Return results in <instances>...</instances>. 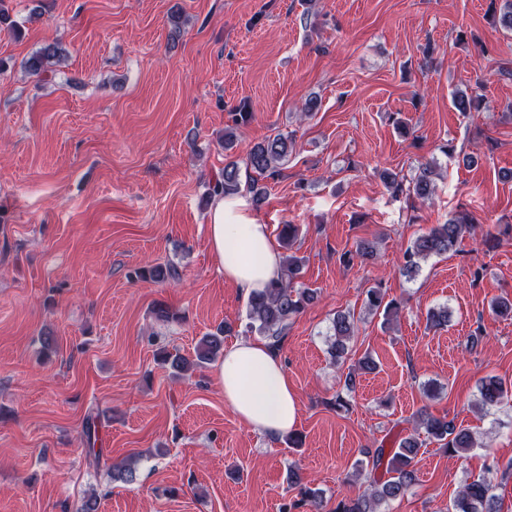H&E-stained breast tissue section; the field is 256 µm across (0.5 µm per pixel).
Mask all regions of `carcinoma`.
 Returning <instances> with one entry per match:
<instances>
[{"instance_id": "carcinoma-1", "label": "carcinoma", "mask_w": 512, "mask_h": 512, "mask_svg": "<svg viewBox=\"0 0 512 512\" xmlns=\"http://www.w3.org/2000/svg\"><path fill=\"white\" fill-rule=\"evenodd\" d=\"M497 0H490L489 13L501 27L512 30V0H502L503 8H496ZM62 49L54 42L44 44L26 62L27 73L42 76L58 61ZM454 106L460 112H469L489 108L488 102L480 95L467 96L460 93L454 98ZM252 119L248 106L240 105L230 113L229 124L224 129V147L232 145L236 130L247 125ZM295 139L291 135L278 134L253 144L246 157V170L251 172L247 190L252 193L255 204L265 199L264 189L259 187L258 178H275L282 166L293 152ZM436 167L433 163L419 165L415 177L409 182L396 175L384 172L382 179L388 191L395 196L425 200L434 192ZM242 184L238 161L229 160L224 164V171L209 185L208 195L233 196L240 193ZM482 231V225L469 212L452 216L444 224H438L428 232L417 237L403 253V269L409 276L416 275L421 262L431 256H440L456 249L459 242L467 236H474ZM303 266V259L288 254L282 257V275L263 291L249 299L248 328L270 340L271 347L280 348L282 334L288 328L290 320L301 313L307 306L318 299L315 289L298 282ZM136 278L142 281L164 283L180 278L177 266L173 264H156L140 267L135 271ZM366 307L372 314L382 313L384 322H389L401 310L395 300H385V294L379 288L367 290ZM357 325L354 316L339 312L332 322V333L328 343L331 355L339 360L348 351L354 338ZM222 326L215 333L203 336L196 347V360H190L179 354L166 350L158 353V359L168 364L175 371L185 373L199 363L211 361L224 352V333ZM376 367L374 359L367 355L359 362V369H352L345 375L344 388L352 393L356 388L358 371L369 372ZM481 407L492 409L508 397V388L494 377L483 378L478 385ZM424 430L428 438L442 443L449 454L459 455L475 446V439L466 429L458 426L455 419L446 416L437 417L420 411L413 426V433L401 438L391 456H386L384 446L366 449L367 461H358L355 473L366 475V487L354 498L340 500L334 512H378L379 507L389 501L405 497L417 480L418 455L424 442L419 430ZM288 483L299 488V498L282 506V512H296L301 508L308 512H320L321 492L302 485L299 470L288 466ZM448 512H500L496 496L493 494V481L490 476H483L462 487L448 508Z\"/></svg>"}]
</instances>
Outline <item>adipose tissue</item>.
<instances>
[{
  "instance_id": "obj_1",
  "label": "adipose tissue",
  "mask_w": 512,
  "mask_h": 512,
  "mask_svg": "<svg viewBox=\"0 0 512 512\" xmlns=\"http://www.w3.org/2000/svg\"><path fill=\"white\" fill-rule=\"evenodd\" d=\"M209 249L226 282L253 295L280 278L282 259L268 225L236 196L215 197L208 213ZM224 401L246 425L275 439L298 424L297 393L280 356L262 341L241 339L217 368Z\"/></svg>"
}]
</instances>
